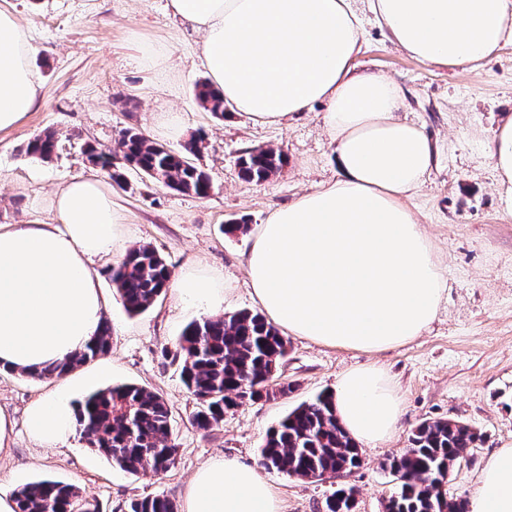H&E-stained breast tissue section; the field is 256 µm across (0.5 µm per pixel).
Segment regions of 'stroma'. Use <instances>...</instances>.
Wrapping results in <instances>:
<instances>
[{
  "label": "stroma",
  "instance_id": "1",
  "mask_svg": "<svg viewBox=\"0 0 512 512\" xmlns=\"http://www.w3.org/2000/svg\"><path fill=\"white\" fill-rule=\"evenodd\" d=\"M5 5L29 28L38 48L32 67L42 96L20 125L0 132V225L52 222L49 200L61 185L96 175L124 218L128 247L150 245L178 276L190 269L223 274L224 315L255 311L244 265L250 228L338 175L322 107L279 126L254 123L229 108L215 118L195 97L196 83L207 77L202 36L169 13L166 0H6ZM134 36L168 42V58L142 65L130 42ZM360 39L355 67L391 79L402 94L403 116L438 148L436 163L409 202L448 281L429 329L374 354L289 338L288 355L271 384L291 385V392L243 402L225 413L223 425L203 431L192 422L196 401L168 357L182 329L201 319V312L170 289L147 312L129 315L110 264H100L112 372L99 385L132 383L161 394L171 408L177 462L161 475H132L78 437L67 448L36 446L25 430V410L51 382L1 370L0 407L16 421L14 447L0 459L1 485L15 491L37 479H59L96 500L100 512H125L130 500L145 496L181 502L198 469L225 456L259 469L277 490L283 512H325L327 497L341 485L354 487L355 512H386L398 485L381 462L407 448L421 422L450 419L480 434L447 486L449 496L471 499L488 457L512 441V218L497 210L490 157L494 128L512 116V44L478 70L459 74L397 48L373 14H366ZM164 112L181 113L183 129L160 139L162 145L179 152L190 139L201 138L193 161L210 177L207 196L171 190L131 169L116 182L89 162L86 146L109 151L124 129L157 137L156 119ZM45 132L57 141L51 159L26 155L27 142ZM258 147L282 151L286 163L266 181H243L237 160ZM228 224L249 230L230 235L224 231ZM372 363L385 369L402 399L391 439L363 448L362 464L336 484L261 467L259 448L289 410L319 392L335 391L346 372Z\"/></svg>",
  "mask_w": 512,
  "mask_h": 512
}]
</instances>
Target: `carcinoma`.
Masks as SVG:
<instances>
[{
	"mask_svg": "<svg viewBox=\"0 0 512 512\" xmlns=\"http://www.w3.org/2000/svg\"><path fill=\"white\" fill-rule=\"evenodd\" d=\"M196 97L204 109L224 116V99L209 81L196 85ZM201 142L194 138L178 153L128 128L122 131L115 153L128 167L151 178L161 175V184L170 189L205 196L211 190L210 178L187 160V155L199 151ZM55 148L54 135L44 133L28 142L26 152L49 159ZM285 163L280 151L254 148L239 157V174L247 182H262ZM171 276L166 261L148 245L130 251L111 270L112 283L130 314L152 307L166 292ZM110 337L111 327L106 322L85 350L39 376L61 374L89 363L108 351ZM287 353L285 337L259 313L242 311L188 323L178 338L172 361L179 364L183 383L197 401L194 424L210 430L224 422V412L243 400L267 399L275 394L269 381ZM170 417L162 395L123 383L98 390L81 402L75 427L90 448L124 471L136 474L149 469L158 473L167 471L177 458ZM478 440L474 428L458 421L421 422L412 431L409 447L381 464L399 483L397 495L390 500L392 512H467L466 501L450 498L437 488L441 478ZM360 454L358 444L338 422L333 395L324 393L289 411L260 449L264 467L302 479H319L326 473L356 468ZM16 504V512H98L97 504L75 485L52 479L25 484L16 492ZM355 508L352 488L338 490L325 502V512H354ZM127 512H177V507L165 497L147 496L132 500Z\"/></svg>",
	"mask_w": 512,
	"mask_h": 512,
	"instance_id": "cac0c4a2",
	"label": "carcinoma"
}]
</instances>
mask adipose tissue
<instances>
[{
    "instance_id": "obj_1",
    "label": "adipose tissue",
    "mask_w": 512,
    "mask_h": 512,
    "mask_svg": "<svg viewBox=\"0 0 512 512\" xmlns=\"http://www.w3.org/2000/svg\"><path fill=\"white\" fill-rule=\"evenodd\" d=\"M393 43L410 56L462 72L512 44V0H367ZM203 35L212 87L235 112L278 125L314 104L335 144L338 176L278 208L259 225L245 256L251 296L289 336L331 347L382 351L420 336L434 321L447 282L409 199L436 149L399 115L397 85L360 73L362 18L355 0H169ZM35 46L15 13L0 6V131L37 105ZM499 211L512 217V117L493 134ZM51 224L0 225V368L38 373L100 333L106 298L97 265L126 254L121 215L93 176L71 178L51 199ZM178 297L202 311L223 307L221 278L184 273ZM75 378L27 407L30 439L66 447L74 437ZM336 416L357 442L376 446L396 431L401 400L384 370L347 372ZM183 512H283L273 486L232 458L204 465ZM470 512H512V442L485 463Z\"/></svg>"
}]
</instances>
